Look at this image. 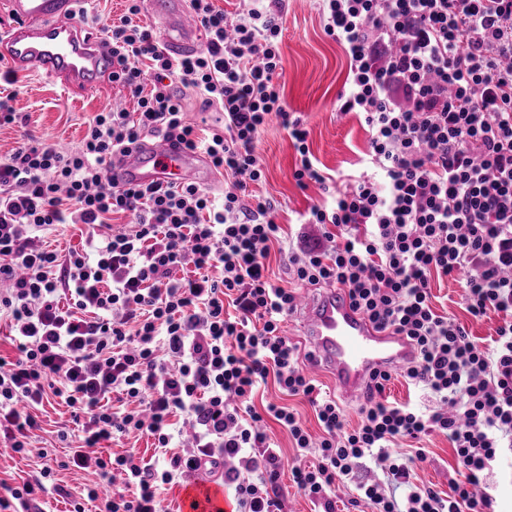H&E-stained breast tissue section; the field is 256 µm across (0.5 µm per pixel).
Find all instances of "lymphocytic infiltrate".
<instances>
[{"label": "lymphocytic infiltrate", "instance_id": "f902f5d3", "mask_svg": "<svg viewBox=\"0 0 512 512\" xmlns=\"http://www.w3.org/2000/svg\"><path fill=\"white\" fill-rule=\"evenodd\" d=\"M251 2L231 16L190 0L206 44L175 58L138 23L140 0H127L105 45L135 110L97 113L78 146L31 139L0 157V313L17 351L0 357V435L27 452L33 409L52 397L70 407L80 435L67 465L134 490H89L95 512H161L162 487L200 471L233 489L238 512H285L269 417L299 452L292 482L322 512L366 457L385 475L361 486L375 512H492L485 472L512 451V0H321L324 31L350 62L336 110L366 128L367 168L310 207L327 247L297 250L274 202L248 191L264 175L256 142L271 119L293 142L297 185L327 178L279 82L283 0ZM181 86L219 107L221 126L190 122ZM151 136L206 155L223 195L113 184L114 155ZM125 213L131 229H113ZM63 224L88 228L65 258L38 244ZM274 247L288 253V279L346 290L377 328L412 342L401 375L438 409L384 399L385 371L350 425L283 334L297 294L269 271ZM435 274L463 278L473 317L499 316L494 337L435 311ZM270 382L308 400L320 437L288 407L256 408ZM434 431L460 475L446 497L410 486L426 458L417 443ZM135 433L154 437L157 458L96 450ZM177 436L183 450L168 454Z\"/></svg>", "mask_w": 512, "mask_h": 512}]
</instances>
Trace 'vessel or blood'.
Instances as JSON below:
<instances>
[{
	"mask_svg": "<svg viewBox=\"0 0 512 512\" xmlns=\"http://www.w3.org/2000/svg\"><path fill=\"white\" fill-rule=\"evenodd\" d=\"M77 2L0 0V10L12 21L0 33V58L12 72L40 70L71 93L111 88L110 52L102 41L70 21ZM147 10L155 27L165 32L173 54L196 50L201 29L191 18L186 0H147ZM108 175L131 186L195 182L210 187L218 180L204 154L162 138L143 141L115 156ZM298 308L300 327L311 342L312 369L326 372L347 400H360L373 374L404 366L415 356L409 341L377 329L341 290L312 291L300 299ZM188 488V512H221L222 486L192 480Z\"/></svg>",
	"mask_w": 512,
	"mask_h": 512,
	"instance_id": "1",
	"label": "vessel or blood"
}]
</instances>
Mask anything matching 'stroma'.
Segmentation results:
<instances>
[{
    "instance_id": "35a3bbf8",
    "label": "stroma",
    "mask_w": 512,
    "mask_h": 512,
    "mask_svg": "<svg viewBox=\"0 0 512 512\" xmlns=\"http://www.w3.org/2000/svg\"><path fill=\"white\" fill-rule=\"evenodd\" d=\"M124 12V0H84L72 21L83 30L100 34ZM279 24L283 60L280 83L285 100L291 111L303 116L309 130L308 146L319 167L332 177L334 186H341L346 175L360 171L368 147V135L359 121L336 112V98L346 82L349 59L342 46L325 34L317 0H287ZM14 90L13 106L22 113L24 121L0 128V157L12 153L27 137L77 144L96 112L115 103L127 107L132 104L127 93L119 89L72 95L36 71L22 76ZM256 150L264 168V178L256 185V193L274 201L278 207L277 221L288 232H301L305 229L301 220L307 209L325 202L328 192L314 183L305 189L296 184L292 177L296 152L287 130L278 123H271L261 133ZM305 230L312 235L318 232L314 226ZM431 293L438 313L452 316L473 336L493 335L499 324L497 315L490 313L473 319L466 310L458 282L433 278ZM421 446L427 459L415 470V484L448 494L455 477V460L447 437L431 433ZM383 477L372 461H364L351 482L337 485L336 512H365L367 505L358 496L357 484ZM93 479V474L86 471L56 470L52 481L63 486L65 492L45 494L48 512H68L71 501L82 500L85 487Z\"/></svg>"
}]
</instances>
